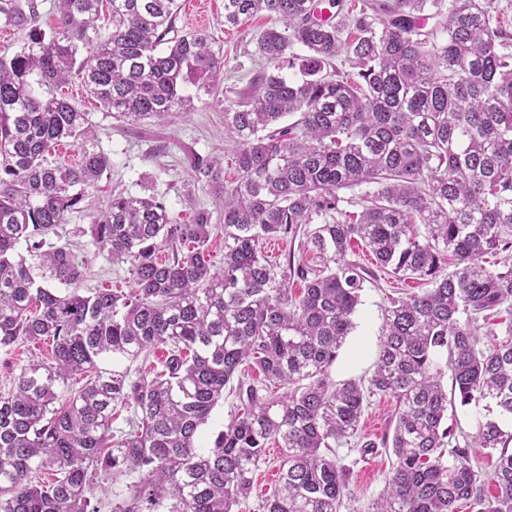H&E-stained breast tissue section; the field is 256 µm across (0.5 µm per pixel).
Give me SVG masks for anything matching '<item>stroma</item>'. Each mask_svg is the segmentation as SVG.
Wrapping results in <instances>:
<instances>
[{
  "instance_id": "1",
  "label": "stroma",
  "mask_w": 512,
  "mask_h": 512,
  "mask_svg": "<svg viewBox=\"0 0 512 512\" xmlns=\"http://www.w3.org/2000/svg\"><path fill=\"white\" fill-rule=\"evenodd\" d=\"M176 26L182 32H203L224 51V80L221 87L225 102L237 100L239 93L249 90L259 75L262 62L256 54L259 32L268 26L267 18L258 16L245 25L231 29L224 25V0H180ZM81 111L87 112L97 130L95 149L107 154L112 163L98 184L89 190L80 209L69 216L68 224L59 230L61 241L70 244L85 266L83 289L111 285L130 291L133 282L128 264L112 263L105 251L95 246L90 237L78 236L77 227L91 224L97 212L104 209L109 192L119 191L133 196H155L182 222H189L192 210L203 206L218 211L219 205L204 184L198 183L189 165L191 154L217 156L227 145L224 135V107L210 99L196 101L188 112H175L161 122L151 121L137 127L112 118L87 94L80 77H72L58 90ZM424 281L394 275H381L367 283L361 302L353 315L354 328L330 370L334 382L367 377L373 369L385 333V309L392 298L424 289ZM51 357L50 344H34L19 340L10 350H0V395L7 394L21 369L33 360ZM285 455L279 443H269L266 458L254 473V487L247 499L241 500L235 512H264L263 500L278 484V469ZM336 457L348 465L350 475L345 494L352 505L367 507L385 488L391 458L378 447L369 456H361L358 448L338 447Z\"/></svg>"
}]
</instances>
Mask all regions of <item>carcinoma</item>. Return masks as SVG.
Segmentation results:
<instances>
[{
  "instance_id": "carcinoma-1",
  "label": "carcinoma",
  "mask_w": 512,
  "mask_h": 512,
  "mask_svg": "<svg viewBox=\"0 0 512 512\" xmlns=\"http://www.w3.org/2000/svg\"><path fill=\"white\" fill-rule=\"evenodd\" d=\"M54 7L47 35L37 0H0V19L29 39L0 55V349L52 341L51 359L22 367L0 395V512H101L89 497L100 479L112 484L111 512H233L272 441L286 454L265 512H341L348 470L332 452L351 442L363 454L389 448L395 462L378 499L349 512H458L460 502L512 512V432L479 420L468 444L500 449L487 498L467 448L452 445L441 384L449 371L461 405L512 417V342L480 337L487 324L512 335V30L492 0H377L346 12L341 0H224L228 28L270 19L257 52L272 72L224 107L237 178L224 179L222 157L190 156L223 223L205 207L184 224L155 196L112 195L81 233L130 263L134 288L88 295L84 266L46 236L111 160L83 147L96 136L88 114L39 97L28 77L50 89L75 72L134 126L215 96L224 52L203 32L178 33L179 0ZM64 139L82 145L75 167L46 159ZM269 239L303 243L319 267L290 254L276 272L258 248ZM355 242L378 270L430 287L391 302L370 377L335 383L330 368L377 279L348 259ZM489 254L500 257L492 267ZM159 349L161 368L132 372ZM226 389L238 411L202 448L200 428ZM376 395L395 403L392 435L360 442ZM117 404L129 415L115 430ZM43 471L46 483L35 480Z\"/></svg>"
}]
</instances>
